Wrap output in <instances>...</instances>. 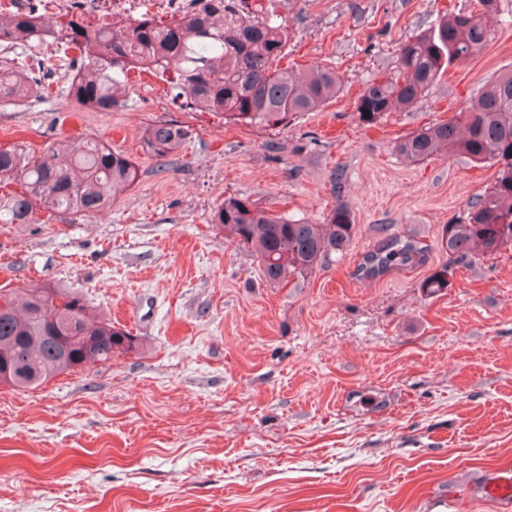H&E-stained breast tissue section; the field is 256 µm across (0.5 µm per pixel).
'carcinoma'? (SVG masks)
<instances>
[{"label": "carcinoma", "mask_w": 512, "mask_h": 512, "mask_svg": "<svg viewBox=\"0 0 512 512\" xmlns=\"http://www.w3.org/2000/svg\"><path fill=\"white\" fill-rule=\"evenodd\" d=\"M199 12L168 27L140 20L120 30L89 32L70 19L49 30L67 50L98 53L66 77L69 99L97 112H110L125 96L129 72L160 75L190 109L220 112L224 118L265 128L283 126L300 112H312L336 96L341 78L316 66L303 80L274 62L288 41V29L273 10L252 18L226 16V0H200ZM43 27L26 16H0V36L12 45L40 39ZM482 17L458 12L399 48L398 74L367 84L355 111L363 124L407 108L456 62L491 41ZM24 72L0 64V106L20 105L37 95ZM369 115H364V112ZM190 132L172 123L148 128L144 148L156 159L177 153ZM403 157L425 161L462 155L472 162L499 165L494 183L472 201L459 224L443 229L448 257L494 255L512 249V73L490 82L455 121L421 128L396 144ZM136 167L124 154L93 137L67 139L39 153L0 147V184L19 189L0 195L1 224H31L39 210L94 214L130 189ZM212 223L224 238L249 250L264 280L273 286L313 272L342 252L354 232L349 208L338 204L327 223L309 224L229 196ZM421 252L409 240L388 239L364 262L374 276ZM450 267L441 266L421 285L428 295L448 287ZM136 348L135 338L94 316L82 295L48 286L0 287V383L17 390L37 388L57 375L90 362L107 363L114 353Z\"/></svg>", "instance_id": "carcinoma-1"}]
</instances>
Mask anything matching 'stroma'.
<instances>
[{"label":"stroma","mask_w":512,"mask_h":512,"mask_svg":"<svg viewBox=\"0 0 512 512\" xmlns=\"http://www.w3.org/2000/svg\"><path fill=\"white\" fill-rule=\"evenodd\" d=\"M279 67L341 75L336 98L270 130L195 112L131 73L123 105L70 101L60 75L0 108V144L92 136L136 165L135 185L87 217L0 224V285L73 289L134 336L110 363L26 392L0 384V512H495L472 483L512 464V250L449 261L445 225L496 178L461 156L411 162L396 139L452 120L512 72V0L494 39L425 97L377 123L355 100L392 77L401 42L477 0H282ZM190 137L166 164L143 138ZM355 233L343 254L268 285L211 215L225 197ZM411 239L414 263L370 277L366 255ZM451 264L449 287L421 284ZM190 132L172 123H159L148 128L144 137V148L156 159L166 160L185 144Z\"/></svg>","instance_id":"obj_1"}]
</instances>
